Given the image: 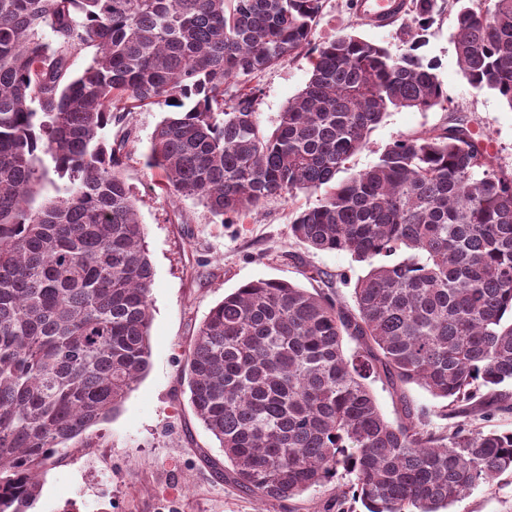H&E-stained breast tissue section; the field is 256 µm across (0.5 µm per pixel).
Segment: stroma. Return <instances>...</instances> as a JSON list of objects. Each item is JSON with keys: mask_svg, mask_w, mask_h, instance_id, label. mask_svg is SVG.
I'll return each instance as SVG.
<instances>
[{"mask_svg": "<svg viewBox=\"0 0 512 512\" xmlns=\"http://www.w3.org/2000/svg\"><path fill=\"white\" fill-rule=\"evenodd\" d=\"M353 2L322 0L313 44L350 32L392 54L406 52L414 30L412 13L378 30L359 17ZM468 2L434 0L433 21L420 49L438 64L444 107L389 110L370 133L367 146L347 161L348 172L372 165L396 139L446 127L452 109L484 138L500 165L512 170V106L495 92L474 88L459 66L456 16ZM311 70L310 55L303 51L253 79L259 90L256 119L262 129L275 127ZM168 113L165 104H151L107 130L108 138L128 141L122 174L137 200L154 268L149 367L119 412L85 432L89 447L75 444L59 450L41 478L37 512H57L68 501L76 502L80 512H365L361 503L338 500L332 480L282 503H263L232 482L218 480L207 464L208 458H222L223 452L196 417L180 369L209 310L258 279L324 292L351 309L354 283L368 267L344 252L307 250L293 236L294 218L317 205V193L270 198L233 218L213 214L196 199L164 193L157 185L158 170L146 165V153L155 127ZM317 270L330 274V281L313 279ZM371 388L389 422L398 420L399 398L404 395L424 410L432 427L448 424L444 400L417 385L399 392L377 379ZM451 512H512V474L475 489L453 503Z\"/></svg>", "mask_w": 512, "mask_h": 512, "instance_id": "stroma-1", "label": "stroma"}]
</instances>
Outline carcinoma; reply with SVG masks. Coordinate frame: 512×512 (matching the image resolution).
<instances>
[{"label":"carcinoma","mask_w":512,"mask_h":512,"mask_svg":"<svg viewBox=\"0 0 512 512\" xmlns=\"http://www.w3.org/2000/svg\"><path fill=\"white\" fill-rule=\"evenodd\" d=\"M433 2L413 0L416 33L394 56L351 33L310 47L322 0H0V512H35L40 472L149 366L154 271L119 170L129 138L106 129L160 102L173 112L146 164L167 194L228 216L322 189L294 237L370 266L353 313L273 279L211 308L182 373L224 452L215 476L279 503L342 472L338 496L366 512H444L512 472V433L473 426L512 405V172L452 111L336 179L388 110L445 102L418 54ZM480 2L457 14L459 63L512 107V0ZM307 47L311 76L272 132L255 88L224 99L229 80ZM52 173L66 194L36 201ZM380 374L446 400L457 422L434 430L404 395L389 422Z\"/></svg>","instance_id":"obj_1"}]
</instances>
